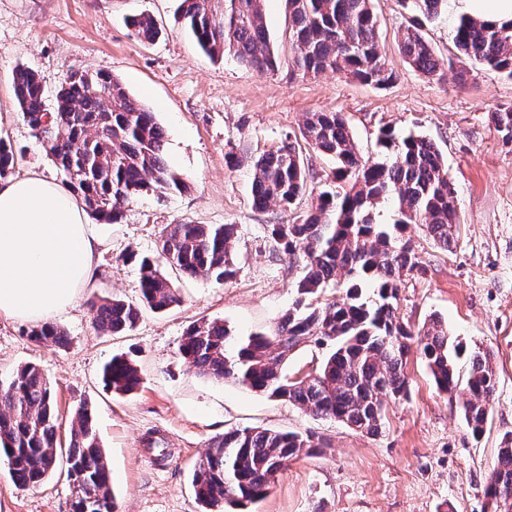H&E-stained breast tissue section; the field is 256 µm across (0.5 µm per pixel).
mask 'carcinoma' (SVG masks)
<instances>
[{
    "label": "carcinoma",
    "instance_id": "cac0c4a2",
    "mask_svg": "<svg viewBox=\"0 0 512 512\" xmlns=\"http://www.w3.org/2000/svg\"><path fill=\"white\" fill-rule=\"evenodd\" d=\"M293 66L305 74L327 70L359 82L384 86L393 79L385 66L377 18L371 0H287ZM448 0H399L406 24L398 47L415 71L433 77L442 61L424 34ZM264 0H181V17L198 48L211 58L232 55L260 73L277 68L264 17ZM132 36L155 40L160 28L153 17L133 15ZM456 77L464 84L475 69L512 79V23L489 26L461 17L453 30ZM13 93L27 125L39 133L47 114L46 92L29 68L16 71ZM492 119L512 140V105L495 109ZM47 154L65 176V184L94 220L118 224L124 209L150 189L161 194L182 191L186 183L167 164L162 126L140 101L106 71L73 72L61 82L51 114ZM301 138L336 164L339 191L325 190L317 206L297 215V201L312 179L301 146L288 140L253 161L252 207L276 204L292 219L269 225L276 251L300 258L304 275L296 285V306L277 320L272 334L235 341L224 322L190 325L179 353L198 373L232 381L316 418H334L347 427L377 435L384 427L385 398L408 396L407 341L417 347L437 389L455 391L457 361L463 346L450 341L439 316L414 332L397 316L398 284L420 271V260L403 232L410 224L425 226L429 238L445 252L457 245L459 224L456 189L447 164L430 139L410 133L398 137L380 129L381 160H365L343 116L309 112ZM16 151L0 141V178L9 176ZM385 199L397 205L393 225L379 224L374 210ZM233 224H168L156 247L157 256L139 258L137 299L89 301L95 327L105 335L125 336L143 310L164 313L180 304L166 266L185 276H206L218 283L237 274L231 243ZM337 293L323 297L331 284ZM39 344L63 346L68 337L48 322L29 331ZM331 346L315 370L285 373L288 357L303 343ZM103 382L117 395L140 385L131 357L112 356ZM469 398L463 404L473 437L486 428L497 389L490 354L475 351L467 363ZM58 417L50 385L34 364L18 367L0 380V456L8 462L15 485L35 487L54 470L58 459ZM323 443L298 432L263 427L231 429L210 439L191 474L195 500L202 512H224V504L244 506L263 500L278 474L302 454H315ZM67 473L75 490L73 512H116L110 471L87 402L73 410L66 448ZM494 512H512V438L498 450L485 489Z\"/></svg>",
    "mask_w": 512,
    "mask_h": 512
}]
</instances>
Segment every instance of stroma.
<instances>
[{"label": "stroma", "mask_w": 512, "mask_h": 512, "mask_svg": "<svg viewBox=\"0 0 512 512\" xmlns=\"http://www.w3.org/2000/svg\"><path fill=\"white\" fill-rule=\"evenodd\" d=\"M180 0H0V140L19 154L13 169L49 178L59 173L43 139L24 121L13 97L15 71L37 73L47 93L74 71H107L154 112L166 133V157L186 190L133 200L118 224H101L104 240L92 286L55 322L68 346L32 341L28 323L0 316V377L33 363L49 379L60 435L72 408H94L119 512H200L190 486L210 438L231 428L296 431L324 449L281 472L255 512H491L484 494L497 450L512 434V141L492 114L512 102V80L477 70L466 87L442 69L427 77L401 56L405 19L397 0H372L380 47L394 74L377 88L331 71L305 75L293 67L286 0H264L276 71L260 73L232 56L203 54L178 20ZM151 15L162 29L153 43L135 41L125 19ZM342 113L364 158L381 156L379 129L427 136L437 144L457 190L458 245L437 248L423 225L404 235L423 270L400 285L397 314L412 329L439 315L467 351L489 352L498 380L486 430L473 439L463 419L465 390L437 391L417 348L406 372L410 395L389 402L385 426L371 436L331 418H315L238 384L198 375L178 353L193 323L219 319L234 337L263 332L292 308L302 274L297 260L275 252L265 228L286 220L277 206L251 205V161L298 136L306 113ZM232 224L236 277L216 283L172 274L181 302L165 314L144 313L127 336L95 330L89 299H134L139 272L129 254L155 252L165 225ZM129 354L141 383L117 396L102 382L112 355ZM162 438L170 455L148 448ZM64 469L40 486L18 488L0 463V512H72Z\"/></svg>", "instance_id": "1"}]
</instances>
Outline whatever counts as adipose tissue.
<instances>
[{
	"instance_id": "ef3b65f1",
	"label": "adipose tissue",
	"mask_w": 512,
	"mask_h": 512,
	"mask_svg": "<svg viewBox=\"0 0 512 512\" xmlns=\"http://www.w3.org/2000/svg\"><path fill=\"white\" fill-rule=\"evenodd\" d=\"M101 246L67 188L36 172L0 181V315L38 325L73 306Z\"/></svg>"
}]
</instances>
